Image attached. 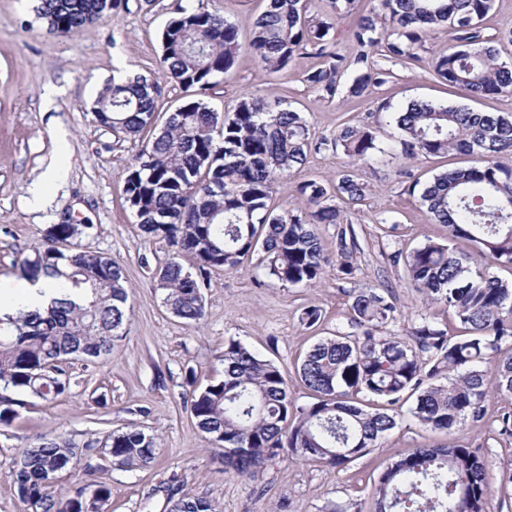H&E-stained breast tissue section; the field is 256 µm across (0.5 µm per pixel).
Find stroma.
Returning a JSON list of instances; mask_svg holds the SVG:
<instances>
[{
    "label": "stroma",
    "instance_id": "stroma-1",
    "mask_svg": "<svg viewBox=\"0 0 512 512\" xmlns=\"http://www.w3.org/2000/svg\"><path fill=\"white\" fill-rule=\"evenodd\" d=\"M39 4L0 0V279H20L16 260L40 241L48 225L87 224L91 231L79 237V245L124 267L132 312L125 337L111 355L94 364H71L65 394L49 401L28 398L11 425L0 426V512L24 510L10 479L20 449L45 435L80 445L101 442L133 424L159 436V456L151 467L117 469L98 449L88 458L90 473L65 476L62 490L71 492L87 482L106 486L111 492L107 512H167L164 488L169 484L208 498L217 512H329L334 506L340 512H374V487L390 458L418 446L453 443L475 450L486 466V512H512V486L501 484L503 472L512 469V437L485 425L469 424L447 434L423 429L406 414L379 447L346 468L280 457L247 479L218 463L216 447L199 431L186 404L192 387L222 375L224 343L231 338L275 360L295 403H311L313 394L299 379L296 365L315 342L347 321L349 288L389 289L397 308L396 329L406 334L425 306L389 255L446 235L445 227L422 209L418 191L410 192L408 186L413 181L425 186L436 174L469 165L472 158L463 153L405 158L397 129L380 106L397 108L421 100L512 114V94L473 100L436 79L428 63L448 48L447 32L436 30L419 51L420 65L390 64L387 81L369 85L363 96L330 97L306 81L320 64L308 51L297 53L283 74L255 62L247 43L266 0H204L206 9L236 26L243 48L234 67L200 95L172 82L159 66V35L175 0H128L117 16L72 36L50 30L38 16ZM135 74L154 84L163 112L199 96L220 112L245 97H278L303 114L316 141L334 138L346 125L378 128L389 155L360 166L358 175L369 193L362 205L344 210L358 241L353 278L331 266L317 287L288 286L265 278L250 258L237 271L211 273L203 290L201 323L173 316L153 277L169 247L164 240L142 236L124 193L126 168L153 133L123 140L94 116L103 88ZM59 159L66 166L64 178L47 185L41 209H30L31 184ZM348 162L332 148L310 151L304 166L273 183L271 206L298 205V184L333 181ZM381 217L394 224L392 235L379 230ZM308 307L322 313L311 328L299 320Z\"/></svg>",
    "mask_w": 512,
    "mask_h": 512
}]
</instances>
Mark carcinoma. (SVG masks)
Returning a JSON list of instances; mask_svg holds the SVG:
<instances>
[{"instance_id": "1", "label": "carcinoma", "mask_w": 512, "mask_h": 512, "mask_svg": "<svg viewBox=\"0 0 512 512\" xmlns=\"http://www.w3.org/2000/svg\"><path fill=\"white\" fill-rule=\"evenodd\" d=\"M375 2L379 9L359 15L351 28L357 45L352 56L331 50L332 24L308 15L307 0H268L250 50L260 64L280 73L309 49L322 63L307 74L308 83L332 97L341 77L350 75L348 93L359 97L369 84L390 76L375 56L417 65L428 32L444 28L448 51L430 65L438 78L472 98L512 93V59L502 58L497 39L481 35L494 0ZM125 7L126 0H42L38 14L51 29L73 34ZM161 43L160 64L169 77L200 91L233 68L242 48L232 23L183 0H177ZM155 93L142 75L114 82L98 96L95 118L130 139L163 121L127 167L125 193L141 234L162 236L174 248L154 271L174 316L200 322L202 287L211 272L233 271L254 254L267 277L317 286L330 262L321 224L336 226L337 269L353 275L355 231L333 196L353 206L365 200L368 186L356 166L386 154L375 131L346 126L336 138L313 144L302 113L279 98H242L224 113L192 99L162 120ZM394 114L406 157H474L469 166L434 176L420 195L430 217L447 228L445 238L390 254L408 285L426 304L450 311L462 334L449 335L447 323L424 311L401 336L392 330L396 307L388 289L350 288L351 331L336 327V334L309 348L298 367L316 396L306 406L291 399L273 360L238 340L226 341L223 376L193 390L188 406L199 431L222 448L224 467L240 476L252 478L284 454L345 468L397 427L410 398L408 413L426 430L449 434L489 421L499 434L512 436V411L489 417L490 393L512 396V280L488 272L493 264L512 267V115L427 102H411ZM329 146L350 158L336 186L304 181L297 192L305 210L270 207L272 182L304 165L310 149ZM90 229L51 224L33 255L19 259L26 280L50 278L60 297L43 311L0 318V425L10 424L23 405L13 395L64 394L69 364L94 363L123 338L131 312L123 266L70 247ZM182 254L194 259L193 269L178 261ZM83 450L60 436H44L18 452L10 477L29 512H105L107 487L84 484L64 494L54 478L79 466ZM103 451L120 468L148 467L158 457V437L130 426L112 432ZM487 493L486 466L472 449L438 445L413 448L389 462L374 489L377 512H484ZM167 512L215 508L207 498L171 487Z\"/></svg>"}]
</instances>
